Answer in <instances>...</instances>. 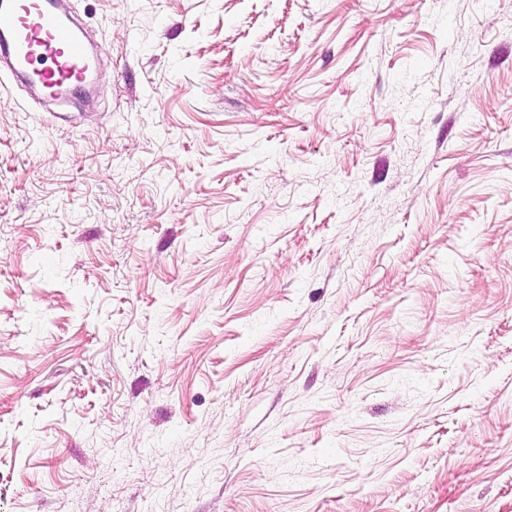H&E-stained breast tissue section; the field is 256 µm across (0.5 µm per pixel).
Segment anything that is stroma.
I'll list each match as a JSON object with an SVG mask.
<instances>
[{
	"label": "stroma",
	"instance_id": "35a3bbf8",
	"mask_svg": "<svg viewBox=\"0 0 512 512\" xmlns=\"http://www.w3.org/2000/svg\"><path fill=\"white\" fill-rule=\"evenodd\" d=\"M0 81V512H512V0H71ZM60 0L0 1V77L26 76L44 97L87 92L95 55Z\"/></svg>",
	"mask_w": 512,
	"mask_h": 512
}]
</instances>
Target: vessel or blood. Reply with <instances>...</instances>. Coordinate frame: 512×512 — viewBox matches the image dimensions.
Here are the masks:
<instances>
[{
	"label": "vessel or blood",
	"instance_id": "1",
	"mask_svg": "<svg viewBox=\"0 0 512 512\" xmlns=\"http://www.w3.org/2000/svg\"><path fill=\"white\" fill-rule=\"evenodd\" d=\"M95 55L58 0H0V75L27 77L44 97L88 91Z\"/></svg>",
	"mask_w": 512,
	"mask_h": 512
}]
</instances>
